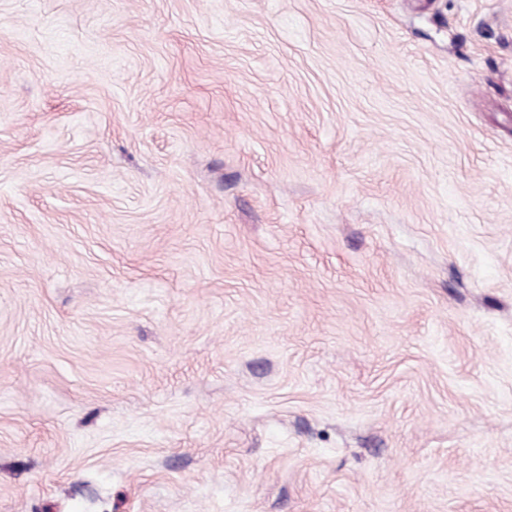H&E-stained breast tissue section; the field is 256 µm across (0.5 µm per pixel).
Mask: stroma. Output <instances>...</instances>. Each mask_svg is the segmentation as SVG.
I'll use <instances>...</instances> for the list:
<instances>
[{"mask_svg": "<svg viewBox=\"0 0 512 512\" xmlns=\"http://www.w3.org/2000/svg\"><path fill=\"white\" fill-rule=\"evenodd\" d=\"M0 512H512V0H0Z\"/></svg>", "mask_w": 512, "mask_h": 512, "instance_id": "stroma-1", "label": "stroma"}]
</instances>
